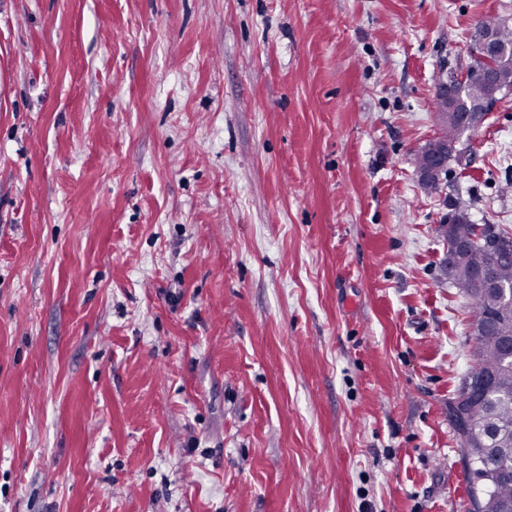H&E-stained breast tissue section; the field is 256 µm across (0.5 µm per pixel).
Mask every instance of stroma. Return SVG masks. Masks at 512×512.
Segmentation results:
<instances>
[{
    "mask_svg": "<svg viewBox=\"0 0 512 512\" xmlns=\"http://www.w3.org/2000/svg\"><path fill=\"white\" fill-rule=\"evenodd\" d=\"M512 0H0V512H473L449 205L512 233ZM495 32L496 43L494 42L493 28L492 26H488L483 31L484 34L479 42V46L488 54H495L497 52L496 44L505 48L506 52L505 55L502 56L501 66L497 71V77L502 83L512 85V27L498 24ZM479 46L474 39L469 48V56L474 62L469 64L466 70L479 65L477 55L483 53ZM463 79L464 78H460L459 81L462 82ZM460 82H458L459 84L457 81L449 84L448 82H442L437 94L447 100L448 110L440 108L438 101L435 121L437 119V115L445 116L448 112L452 113L455 110L459 94L457 88L459 87ZM485 107L484 87L477 82H466L458 99L456 111L459 112L458 118L455 114H448V120L443 122L440 127L441 137L444 140H447L448 143L453 141L459 142L463 132L466 131L465 126L461 123L462 114L467 115L468 119H470L472 112H483ZM421 151L428 156L429 162L426 168L417 170L419 179L424 181L440 177L448 166V144L440 139L437 132Z\"/></svg>",
    "mask_w": 512,
    "mask_h": 512,
    "instance_id": "obj_1",
    "label": "stroma"
}]
</instances>
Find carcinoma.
Returning a JSON list of instances; mask_svg holds the SVG:
<instances>
[{
    "mask_svg": "<svg viewBox=\"0 0 512 512\" xmlns=\"http://www.w3.org/2000/svg\"><path fill=\"white\" fill-rule=\"evenodd\" d=\"M495 32L496 44L505 48L497 77L512 85V27L499 25ZM485 107L484 87L466 83L458 99L459 115L436 109V115H448L440 127L441 137L459 140L465 132L460 115L482 112ZM451 215L461 221L462 236H479L481 229L467 210L455 205ZM487 228L484 243L470 248L451 278V285L470 302L479 360L464 379L450 416L472 449L466 461L472 497L480 498L484 512H507L512 508V352L506 342L512 332V299L479 291L477 281L487 276L507 288L512 286V261L501 260L490 247L495 235L505 230L493 224Z\"/></svg>",
    "mask_w": 512,
    "mask_h": 512,
    "instance_id": "1",
    "label": "carcinoma"
}]
</instances>
